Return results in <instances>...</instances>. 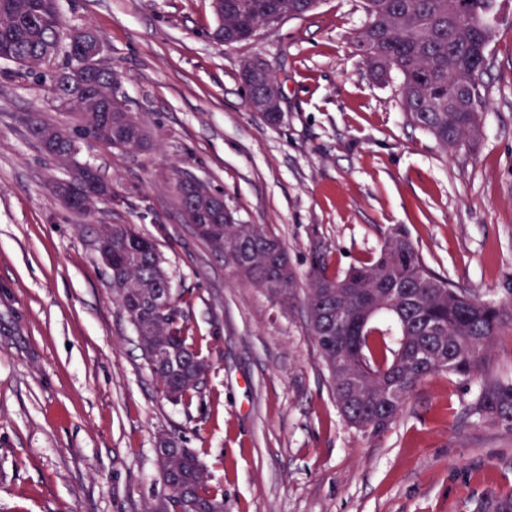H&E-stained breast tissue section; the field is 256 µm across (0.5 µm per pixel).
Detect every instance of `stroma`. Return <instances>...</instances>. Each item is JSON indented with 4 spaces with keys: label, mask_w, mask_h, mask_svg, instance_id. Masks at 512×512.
Masks as SVG:
<instances>
[{
    "label": "stroma",
    "mask_w": 512,
    "mask_h": 512,
    "mask_svg": "<svg viewBox=\"0 0 512 512\" xmlns=\"http://www.w3.org/2000/svg\"><path fill=\"white\" fill-rule=\"evenodd\" d=\"M59 6L102 38L152 147L83 146L120 200L69 210L51 190L63 170L21 121L56 118L49 86L0 61V512H145L162 491V430L199 454L224 512H480L511 495L512 428L466 413L478 382L431 377L389 429L350 426L303 296L284 306L237 275L183 220L174 183L195 178L240 223L275 234L298 278L313 249L340 275L399 229L454 286L512 298V25L491 46L480 139L446 153L406 122L399 76L378 82L364 65L361 0H320L235 46L212 40L211 0ZM257 59L281 89L275 126L240 80ZM101 224L153 239L187 299L212 364L191 405L158 396L112 302Z\"/></svg>",
    "instance_id": "stroma-1"
}]
</instances>
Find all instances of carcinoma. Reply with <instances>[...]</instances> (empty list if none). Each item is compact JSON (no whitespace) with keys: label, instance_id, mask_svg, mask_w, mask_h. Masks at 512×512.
Wrapping results in <instances>:
<instances>
[{"label":"carcinoma","instance_id":"1","mask_svg":"<svg viewBox=\"0 0 512 512\" xmlns=\"http://www.w3.org/2000/svg\"><path fill=\"white\" fill-rule=\"evenodd\" d=\"M462 12L456 0H362L365 20L355 32L363 62L373 77H401L399 97L408 122L427 132L443 151L454 150L480 135L478 101L448 100L459 85L482 89L479 48L495 41L499 25L485 28L498 13V0H469ZM310 0H224V44L250 40L253 30L275 18L302 17ZM58 0H0V51L12 62L50 86L65 90L101 89L112 93L116 75L101 63L92 68L84 43L65 37ZM63 56L62 66L38 71ZM241 79L250 89L249 103L267 95L276 76L261 62L244 65ZM64 119L50 121L40 112L23 118L29 135L49 157L70 163L81 147L95 140L127 154L146 152L152 143L147 122L128 127L125 114L105 106L91 111L56 104ZM107 191L85 195L91 214L98 203L114 201ZM182 218L199 226L198 238L213 251L232 259L235 272L279 302L288 304L298 276L278 238L255 224H240L229 209L224 221H211L212 199L198 193L178 201ZM102 240L112 252L108 270L113 300L135 329L138 345L156 382L159 397L173 405L187 404L200 393L197 376L210 369L193 337L187 335L182 304L155 243L129 224H102ZM308 329L329 373L333 393L351 426L371 433L388 429L406 401L434 375L453 374L465 380L481 376L500 333L512 327V300L484 301L432 273L411 241L401 232L386 238L371 262L331 275L324 257L314 252L306 276ZM467 414L512 425V381L482 383ZM158 480L163 493L147 512H224V492L210 484L198 453L175 433L161 432L156 441Z\"/></svg>","mask_w":512,"mask_h":512}]
</instances>
